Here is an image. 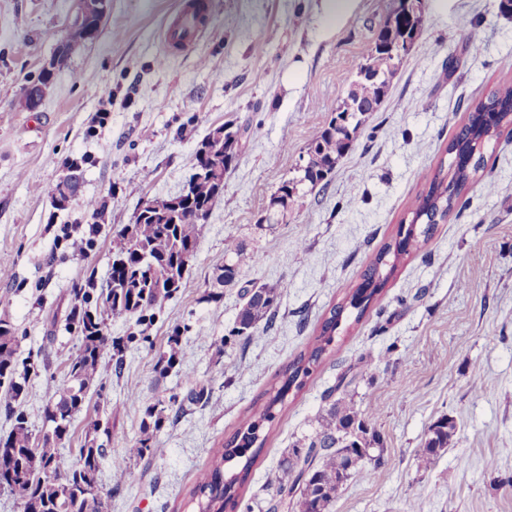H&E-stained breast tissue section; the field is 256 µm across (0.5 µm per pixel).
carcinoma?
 I'll list each match as a JSON object with an SVG mask.
<instances>
[{
  "instance_id": "obj_1",
  "label": "carcinoma",
  "mask_w": 512,
  "mask_h": 512,
  "mask_svg": "<svg viewBox=\"0 0 512 512\" xmlns=\"http://www.w3.org/2000/svg\"><path fill=\"white\" fill-rule=\"evenodd\" d=\"M107 0H90L86 22L68 28L67 36L56 48L58 57L67 56L77 44L86 42L99 31L98 17L105 13ZM424 20L423 14L412 18L395 17L383 40L390 43L415 40ZM366 66L376 75L372 81H357L336 107L334 116L312 136L307 144V162L299 175L291 178L296 184L316 187L327 179L339 162L347 156L366 122L367 113L381 105L391 78L402 61L380 51L377 43L367 50ZM512 123V94L499 88L485 102L479 103L448 144L451 156L448 168H438L427 193L417 196L409 206L411 219L406 232L399 234L395 244H385L363 273V281L349 295V304L335 306L318 334L304 351L295 357L282 374L281 385L263 405L254 409L221 447L215 449L209 466L200 473L189 491V502L197 512H224L227 505L239 498L253 459L245 461L241 471L224 480V464L236 459L238 449L253 447L263 427L276 419V405L284 404L292 388H301L310 377L312 366L322 360L332 344L346 306L357 310L359 322L369 305L378 300L396 265L387 273L386 257L406 255L420 249L432 237L435 226L456 205L470 178L483 168L481 145L497 135L500 128ZM240 131H229L221 124L212 128L200 145L222 143V157L214 161L200 151L193 155L192 169L212 167V172L193 177L179 209L148 213L135 212L131 223L122 227L113 251L116 262L106 282L100 284L94 275L86 277L72 289L74 306L68 328L77 332L80 345L67 359L58 399L46 410V420L53 425V436L35 442L25 416L16 409L22 386L15 380L16 336L12 329L0 325V408L13 420L10 432L0 437V448L10 451L7 470L0 479L10 493L24 505V512H57L58 505L68 503V512H103L101 504L81 489V467L99 471L105 449L95 443L93 434L100 429L96 420L87 424L88 440L78 450L76 462L62 470L56 458L58 442L69 432L74 415L85 403L88 391L107 367L103 362L108 338L103 334L106 322L114 316L136 317L144 324L153 321L150 314L158 303L185 287V271L194 256L198 239L207 223L213 205L224 194V175L228 166L224 159L235 160L240 147ZM293 188L282 181L268 203L277 211L272 223H288V209L294 204ZM254 260V253L242 243L226 250L224 265L213 276L214 290L207 300L219 302L222 288L237 284L245 268ZM246 302L236 317L235 333L247 338L262 321L271 318L277 306L278 293L273 287L245 289ZM181 344L178 334L168 341L156 369L164 373L179 359ZM328 407L317 419L313 433L294 444L292 459L286 462L287 480H279L276 496L267 512H332L340 487L349 478V469L367 453L380 448V438L371 427L376 411H366L355 401V394L334 398L326 396ZM456 430L454 420L443 416L428 430L421 441L418 455L430 460L448 448Z\"/></svg>"
}]
</instances>
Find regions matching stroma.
<instances>
[{
	"label": "stroma",
	"instance_id": "obj_1",
	"mask_svg": "<svg viewBox=\"0 0 512 512\" xmlns=\"http://www.w3.org/2000/svg\"><path fill=\"white\" fill-rule=\"evenodd\" d=\"M184 2L108 0L97 36L56 64L75 0H0V268L9 272L0 323L14 331L16 361L35 365L19 399L35 439L50 430L45 409L79 344L67 326L72 284L91 272L106 282L116 232L144 202L179 192L212 127L244 131L186 288L155 308L151 324L108 320L122 362L91 386L59 444L76 456L87 423L108 424L96 436L106 512H191L189 491L214 449L272 396L332 307L397 239L470 111L512 83V16L500 0H426L419 35L350 153L287 223L262 228L271 194L295 176L356 80L392 0H358L334 26L322 0H205L197 40L176 52L164 35ZM49 64L39 107L24 109V87ZM482 152L485 171L426 246L400 260L360 322L342 320L331 353L289 391L233 512H267L293 444L352 375L357 402L377 410L384 451L372 477L343 485L333 512H512V129ZM75 165L80 197L56 209L51 191ZM102 200L109 219L97 226L86 204ZM93 225V248L73 254L66 232ZM240 242L255 253L243 284L280 292L271 321L247 340L231 333L240 287L206 299L227 246ZM174 334L183 356L159 373ZM188 374L207 402H185ZM154 404L164 419L144 448V410ZM444 415L456 423L447 452L417 457ZM116 456L126 471L113 470Z\"/></svg>",
	"mask_w": 512,
	"mask_h": 512
}]
</instances>
